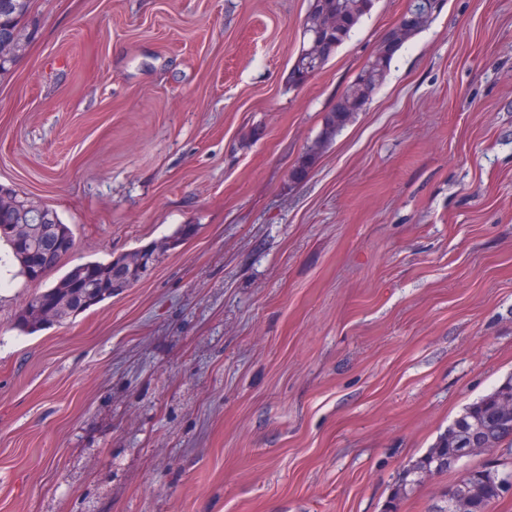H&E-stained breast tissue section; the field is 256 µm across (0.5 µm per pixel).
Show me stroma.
<instances>
[{
	"instance_id": "stroma-1",
	"label": "stroma",
	"mask_w": 512,
	"mask_h": 512,
	"mask_svg": "<svg viewBox=\"0 0 512 512\" xmlns=\"http://www.w3.org/2000/svg\"><path fill=\"white\" fill-rule=\"evenodd\" d=\"M407 3L295 88L309 0H33L0 186L65 268L157 260L26 334L61 273L0 242V512H385L512 376V0H446L291 177ZM10 192L0 190V226L14 224L10 228L12 238L6 232L0 233V241H5L18 262L21 272L30 280L41 282L49 273L60 267L73 245V231L68 224H62L57 215L47 207L35 205L28 199H18ZM14 202V205H12ZM12 205V206H10ZM10 206V207H9ZM39 218L35 233L24 247H18L27 240L31 224H20ZM15 242V246L14 245ZM55 244V256L46 260L42 258L50 244Z\"/></svg>"
}]
</instances>
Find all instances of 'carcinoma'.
I'll return each mask as SVG.
<instances>
[{
  "label": "carcinoma",
  "instance_id": "obj_1",
  "mask_svg": "<svg viewBox=\"0 0 512 512\" xmlns=\"http://www.w3.org/2000/svg\"><path fill=\"white\" fill-rule=\"evenodd\" d=\"M373 4L374 0H310L308 14L303 24L302 47L291 66L288 82L300 87L322 70L350 38L355 27L371 12ZM31 5L32 0H0V78L8 74L16 62V55L8 48L4 36L14 34L20 39L27 37L23 21L30 14ZM323 12L342 16L347 24L341 28L323 31V56L317 59L306 53V48L312 38L311 22ZM419 32L420 29L413 27H400L387 32L378 49L362 67L363 78L351 81L334 106L326 112L318 139L293 169V180H302L337 133L355 114L364 110L372 94L390 71L396 52ZM37 218L42 224L38 225L24 247L14 245V241L5 232L0 234V239L9 245L21 272L29 280L40 282L59 268L68 255L73 245L72 229L69 225L61 223L52 210L36 205L28 199H18L14 205L0 210V225L20 224ZM51 244L56 245L55 256L46 260L43 254ZM139 279L138 272L132 269V265L123 263L119 255L106 263L90 261L77 265L62 275L53 286L35 293L26 301L18 316L17 326L24 332L42 329L46 326L43 312L48 307L65 308L68 318L77 316L121 290L131 287ZM506 397L512 398V377L463 409L426 454L404 469L390 501L394 502L413 494L424 482L426 475L433 473L437 457L446 455L452 458L458 455V449L451 447V443L457 428L461 426L492 428L494 437L499 441L498 447L502 448V454H511L512 429L499 426L500 416L495 410L498 400ZM503 475L504 472L500 471L497 465L467 468L458 481L449 485V488L467 494L473 502V512H489L501 497L498 484Z\"/></svg>",
  "mask_w": 512,
  "mask_h": 512
}]
</instances>
